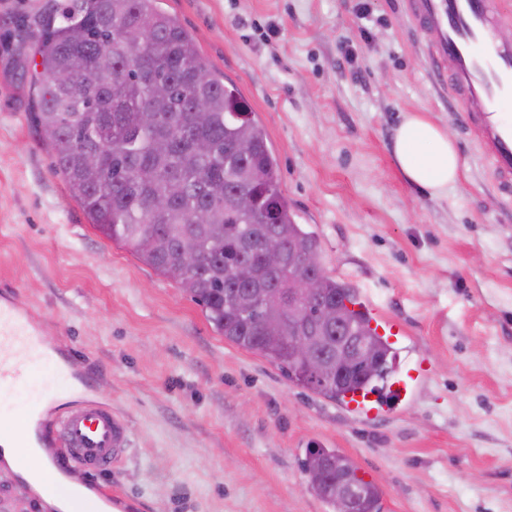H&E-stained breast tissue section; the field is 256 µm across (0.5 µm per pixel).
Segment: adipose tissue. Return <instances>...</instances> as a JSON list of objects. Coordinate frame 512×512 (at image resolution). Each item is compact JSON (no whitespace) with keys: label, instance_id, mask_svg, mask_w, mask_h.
Wrapping results in <instances>:
<instances>
[{"label":"adipose tissue","instance_id":"1","mask_svg":"<svg viewBox=\"0 0 512 512\" xmlns=\"http://www.w3.org/2000/svg\"><path fill=\"white\" fill-rule=\"evenodd\" d=\"M397 165L412 185L440 196L458 180L460 158L447 132L419 112L407 114L394 132Z\"/></svg>","mask_w":512,"mask_h":512}]
</instances>
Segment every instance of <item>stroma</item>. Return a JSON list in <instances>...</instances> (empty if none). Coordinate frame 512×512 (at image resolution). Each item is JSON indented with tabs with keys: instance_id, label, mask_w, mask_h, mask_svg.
I'll return each mask as SVG.
<instances>
[{
	"instance_id": "35a3bbf8",
	"label": "stroma",
	"mask_w": 512,
	"mask_h": 512,
	"mask_svg": "<svg viewBox=\"0 0 512 512\" xmlns=\"http://www.w3.org/2000/svg\"><path fill=\"white\" fill-rule=\"evenodd\" d=\"M45 2L0 0V286L129 425L121 465L76 477L119 493L117 512H332L303 470L321 447L379 486L380 512H512V194L406 0H158L265 128L326 274L369 288L402 323L395 366L424 360L410 405L372 423L226 341L188 293L90 224L33 120L26 23ZM411 112L454 140L447 195L397 166L394 131ZM0 512L52 510L0 462Z\"/></svg>"
}]
</instances>
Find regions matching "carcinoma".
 <instances>
[{"label":"carcinoma","mask_w":512,"mask_h":512,"mask_svg":"<svg viewBox=\"0 0 512 512\" xmlns=\"http://www.w3.org/2000/svg\"><path fill=\"white\" fill-rule=\"evenodd\" d=\"M155 2L49 0L33 17L42 68L36 116L57 172L90 223L189 292L225 340L262 353L291 381L331 399L358 387L378 390L391 351L364 314L349 308L347 285L320 275L319 299L334 317L319 331L318 351L332 379L308 376L289 348L288 328L268 331L288 299V273L309 271L320 244L295 222L266 133L238 88L215 75L192 37ZM63 71L72 86L51 82ZM199 96L203 119L195 112ZM199 139L210 143L208 153L196 151ZM89 158L102 162L100 172L86 166ZM143 169L152 173L148 182L139 178ZM155 196L166 197L168 207L151 210ZM268 234L283 244L285 266L266 275L258 297L238 271L264 268L260 243ZM188 246L197 255L192 264L183 257ZM354 334L367 337L376 363L338 378L336 345ZM317 452L327 471L309 485L335 512H350L336 487L355 469L333 450ZM357 482V512H379V488Z\"/></svg>","instance_id":"obj_1"}]
</instances>
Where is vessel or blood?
I'll use <instances>...</instances> for the list:
<instances>
[{"label": "vessel or blood", "mask_w": 512, "mask_h": 512, "mask_svg": "<svg viewBox=\"0 0 512 512\" xmlns=\"http://www.w3.org/2000/svg\"><path fill=\"white\" fill-rule=\"evenodd\" d=\"M419 32L428 36L432 62L452 59L448 90L465 125L483 150L486 163L502 181L512 184V43L499 39L496 28L512 12L498 0H408ZM372 326L390 344L403 335L400 324L383 309L374 308ZM42 325L13 298L0 296V391L17 386L26 368L38 363L52 367L55 383L33 390L20 417L0 427V441L12 440L21 474L39 472L53 484L58 462L91 473L111 470L126 457L131 439L128 426L111 409L93 401L44 417L43 404L64 390L87 391L92 374L76 371L70 356L47 344ZM428 370L415 360L399 369L387 398L358 391L346 398L347 409L369 422L409 404ZM53 444L57 458L34 454L37 446ZM111 492L96 488L93 496L77 498L78 512H104Z\"/></svg>", "instance_id": "b4317fda"}]
</instances>
